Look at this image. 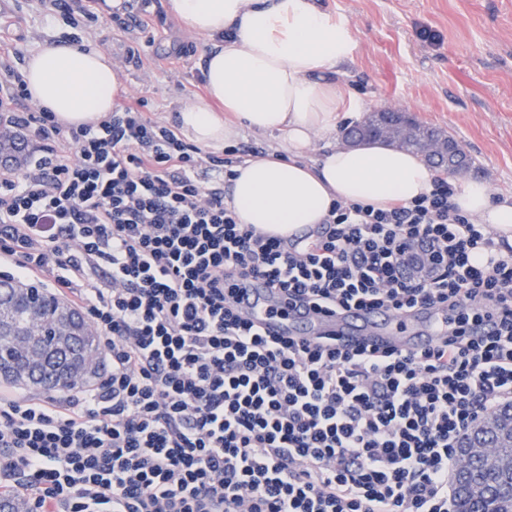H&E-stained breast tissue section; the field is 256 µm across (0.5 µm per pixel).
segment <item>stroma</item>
<instances>
[{
    "instance_id": "1",
    "label": "stroma",
    "mask_w": 512,
    "mask_h": 512,
    "mask_svg": "<svg viewBox=\"0 0 512 512\" xmlns=\"http://www.w3.org/2000/svg\"><path fill=\"white\" fill-rule=\"evenodd\" d=\"M348 24L352 59L336 80L362 107L349 124L382 108L402 110L460 142L474 179L512 197V0H317ZM153 27L121 29L108 10L79 30L41 0H0V40L19 57L79 33L111 57L128 97L170 125L178 108L204 99L203 39L186 34L169 0H153Z\"/></svg>"
}]
</instances>
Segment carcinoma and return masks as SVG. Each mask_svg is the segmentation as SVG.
I'll use <instances>...</instances> for the list:
<instances>
[{
  "label": "carcinoma",
  "mask_w": 512,
  "mask_h": 512,
  "mask_svg": "<svg viewBox=\"0 0 512 512\" xmlns=\"http://www.w3.org/2000/svg\"><path fill=\"white\" fill-rule=\"evenodd\" d=\"M407 127L397 112H375L364 122L345 132L355 143L379 140L381 135ZM417 136L406 149L424 153V142L443 133L434 127H412ZM450 158L430 162L435 167L447 166V172L459 174L469 170L467 152L453 138H448ZM24 146L9 131L0 132V154L20 163ZM37 305L41 323H30V309ZM0 308L8 312L5 328L0 330V363L13 365L26 372L17 378L6 376L0 381L35 388H75L86 384L98 370L99 337L88 327L81 313L57 295L35 289L27 295L8 279H0ZM485 443L495 450L492 461H477L467 474L453 482L456 512H512V444L506 445L496 429L487 424L475 425L462 439L458 451Z\"/></svg>",
  "instance_id": "1"
}]
</instances>
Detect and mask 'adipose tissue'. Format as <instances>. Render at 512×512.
<instances>
[{"label": "adipose tissue", "instance_id": "1", "mask_svg": "<svg viewBox=\"0 0 512 512\" xmlns=\"http://www.w3.org/2000/svg\"><path fill=\"white\" fill-rule=\"evenodd\" d=\"M192 35L206 42L202 77L208 98L182 106L179 131L213 149L242 130L279 132L288 159L255 156L238 164L231 204L240 223L289 236L321 223L334 202L384 208L429 193L434 171L417 155L379 142L332 146L315 163L306 150L336 134L342 113L360 103L313 73L349 59L355 43L346 23L314 0H170ZM33 102L67 128L98 123L123 91L111 57L64 42L44 44L24 65ZM453 200L477 224L493 225L512 244V201L488 185L457 186Z\"/></svg>", "mask_w": 512, "mask_h": 512}]
</instances>
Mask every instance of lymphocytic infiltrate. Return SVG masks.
Masks as SVG:
<instances>
[{
	"label": "lymphocytic infiltrate",
	"mask_w": 512,
	"mask_h": 512,
	"mask_svg": "<svg viewBox=\"0 0 512 512\" xmlns=\"http://www.w3.org/2000/svg\"><path fill=\"white\" fill-rule=\"evenodd\" d=\"M9 53L0 112L39 149L0 170L4 275L58 267L103 365L75 390L0 391V495L30 512H450L460 438L512 401V248L447 179L387 209L335 204L298 251L227 202L258 148L202 150L137 101L64 128ZM244 277L316 312L443 305L451 327L416 355L267 336L235 304Z\"/></svg>",
	"instance_id": "1"
}]
</instances>
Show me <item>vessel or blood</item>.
<instances>
[{"label": "vessel or blood", "mask_w": 512, "mask_h": 512, "mask_svg": "<svg viewBox=\"0 0 512 512\" xmlns=\"http://www.w3.org/2000/svg\"><path fill=\"white\" fill-rule=\"evenodd\" d=\"M239 307L270 336L312 340L320 336L355 348L369 345L416 353L442 343L448 330L443 310L424 306L408 313L384 309L342 310L314 313L289 308L287 297L269 288L264 280H250L238 296Z\"/></svg>", "instance_id": "obj_1"}]
</instances>
